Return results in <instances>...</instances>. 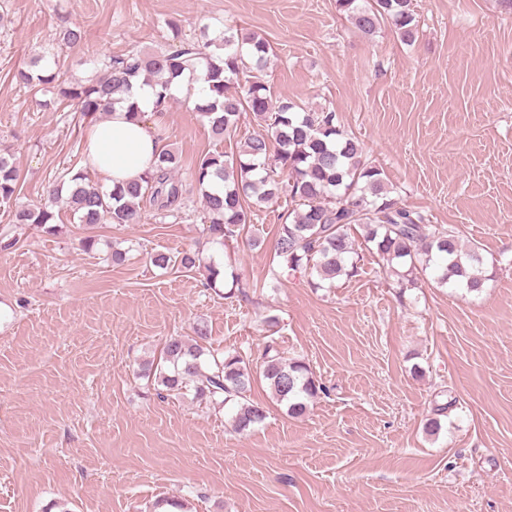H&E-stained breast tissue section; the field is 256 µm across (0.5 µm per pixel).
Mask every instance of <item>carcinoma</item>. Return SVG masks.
I'll use <instances>...</instances> for the list:
<instances>
[{"instance_id":"cac0c4a2","label":"carcinoma","mask_w":512,"mask_h":512,"mask_svg":"<svg viewBox=\"0 0 512 512\" xmlns=\"http://www.w3.org/2000/svg\"><path fill=\"white\" fill-rule=\"evenodd\" d=\"M336 8L360 33L372 36L390 27L402 41L411 43L419 34L412 0H336ZM84 39L77 27L63 26L56 32L60 46L77 45ZM205 53L185 44L173 51L144 53L127 51L98 62L97 76L84 85H72L60 79L50 65L22 70L19 79L31 90L52 82L59 95L80 105L87 116L107 112L118 101L116 95L130 91L132 81L142 77L161 86L154 111L163 112L170 103V83L180 76L200 83V92L208 100L196 105V111L214 135L235 136L243 113L253 114L263 131L236 143V150L208 154L197 163L193 178L202 195L208 240L215 245L237 237L250 223L245 199L263 202L289 199L293 208L288 222L281 225L274 246V257L282 270H311L322 282L340 276L353 277L357 266L350 230L359 228L365 242L376 247L382 267L403 280L410 274L435 267L442 283H452L469 292L484 288L482 257L475 244L463 246L453 227L434 224L428 215L410 208L391 196L384 172L363 159L358 139L348 134L332 111H298V106L283 98L277 102L269 86L257 73L267 65L271 47L266 39L252 34L239 36L224 30L222 36L209 39ZM244 79L241 92H230L235 79ZM178 155L165 147L142 178L104 191L87 182L86 174L76 172L63 177L49 192L48 202L17 214L23 224H33L47 233L57 231L53 207L65 200L78 223L93 228L98 224H136L141 217L140 204L149 203L163 218H178L185 207L186 190L175 180ZM18 168L0 155V207L15 201ZM154 266L167 269L178 266L187 272L205 268V286L236 276L214 262L205 263L196 252L171 256L158 252L151 257ZM406 266L400 272L394 264ZM191 336L170 337L159 358L148 362L144 370L154 377L157 395L179 396L191 387L194 398L214 407H237L233 417L235 430L246 431L266 417L264 407L251 404L247 394L255 380L264 381L273 400L288 407V415L305 413L307 403L325 391L309 365L283 356L271 345L250 359L238 352L217 357L206 347L208 329L196 323Z\"/></svg>"}]
</instances>
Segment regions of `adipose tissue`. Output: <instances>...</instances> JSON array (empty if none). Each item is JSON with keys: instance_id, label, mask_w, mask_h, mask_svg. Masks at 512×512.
Wrapping results in <instances>:
<instances>
[{"instance_id": "obj_1", "label": "adipose tissue", "mask_w": 512, "mask_h": 512, "mask_svg": "<svg viewBox=\"0 0 512 512\" xmlns=\"http://www.w3.org/2000/svg\"><path fill=\"white\" fill-rule=\"evenodd\" d=\"M156 88L138 81L107 118L92 122L85 131L88 166L110 185L140 179L160 149L155 128L142 115L153 108Z\"/></svg>"}]
</instances>
